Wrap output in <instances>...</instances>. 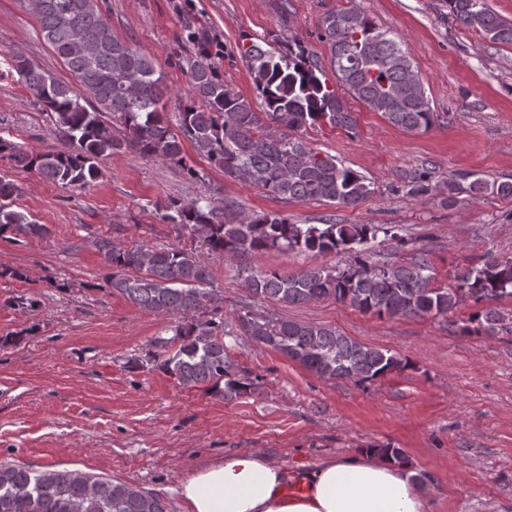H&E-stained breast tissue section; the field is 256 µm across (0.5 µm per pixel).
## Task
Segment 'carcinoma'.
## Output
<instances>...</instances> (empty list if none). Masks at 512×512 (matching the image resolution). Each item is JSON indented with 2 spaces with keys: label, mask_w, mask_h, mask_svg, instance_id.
Returning a JSON list of instances; mask_svg holds the SVG:
<instances>
[{
  "label": "carcinoma",
  "mask_w": 512,
  "mask_h": 512,
  "mask_svg": "<svg viewBox=\"0 0 512 512\" xmlns=\"http://www.w3.org/2000/svg\"><path fill=\"white\" fill-rule=\"evenodd\" d=\"M442 2L452 21L482 32L493 44L512 45V23L486 0ZM20 3L34 10L40 35L82 91L37 68L18 50L5 53L9 72L34 94L67 147L30 153L0 134V157L16 171H34L64 188L96 182L103 175L101 163L123 149L177 162L189 178L200 179V171L183 156L187 139L226 178L253 183L285 200L355 208L373 196V184L296 135L319 123L355 129V113L337 88L404 130L426 132L435 124L436 113L409 55L391 31L358 8L331 11L321 20L334 85L316 53L299 41L279 52L254 42L238 47L261 99L259 111L219 79L208 41L199 39L198 52L185 60L193 97L173 125L163 103L168 88L162 74L138 48L113 35L98 0H38L35 7L32 0ZM469 177L466 184L448 178L443 202L453 205L462 194L512 196V180L491 183L473 173ZM435 190L431 172L424 168L400 171L392 182V191L422 202ZM16 192L15 181L1 174L0 237L19 241L48 236V225L13 209ZM155 212L176 231L198 236L202 249L231 259L246 261L270 249L351 257L341 271L316 267L297 274L244 264L241 270L254 299L291 305L331 297L389 319L446 317L469 300L478 310L459 327V335L512 333V312L491 305L512 298V257L488 253L482 263L458 268L452 285L435 288L423 249L404 264L372 259L371 242L378 235L404 242L396 225L293 224L281 214H250L232 200L211 196L171 199L156 204ZM94 246L107 287L143 310L178 319L172 337L154 338L143 355L132 359L133 368L162 371L184 387L203 386L225 400L256 390L249 372L229 360L224 294L212 287L211 270L196 249L129 247L107 236L98 237ZM237 321L254 343L322 378L364 384L411 367L408 358L359 343L332 327L256 314L246 300ZM369 451L406 464L404 451L389 444L372 445ZM0 512H168V506L158 494L119 480L1 462Z\"/></svg>",
  "instance_id": "1"
}]
</instances>
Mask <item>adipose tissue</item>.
I'll return each mask as SVG.
<instances>
[{"instance_id":"ef3b65f1","label":"adipose tissue","mask_w":512,"mask_h":512,"mask_svg":"<svg viewBox=\"0 0 512 512\" xmlns=\"http://www.w3.org/2000/svg\"><path fill=\"white\" fill-rule=\"evenodd\" d=\"M181 512H426L406 466L354 454L291 473L255 452L211 462L174 489Z\"/></svg>"}]
</instances>
